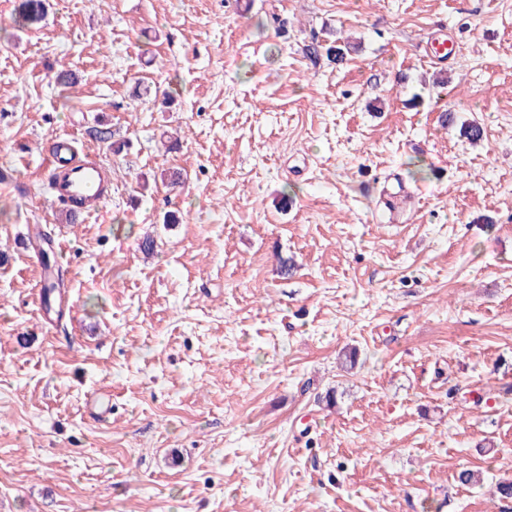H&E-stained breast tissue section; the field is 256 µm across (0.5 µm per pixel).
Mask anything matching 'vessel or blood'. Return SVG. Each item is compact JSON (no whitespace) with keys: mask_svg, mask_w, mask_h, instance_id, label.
I'll list each match as a JSON object with an SVG mask.
<instances>
[{"mask_svg":"<svg viewBox=\"0 0 512 512\" xmlns=\"http://www.w3.org/2000/svg\"><path fill=\"white\" fill-rule=\"evenodd\" d=\"M51 181L56 198L74 204L75 214L86 218L99 212L106 199L103 170L94 162L77 160L68 136L52 141Z\"/></svg>","mask_w":512,"mask_h":512,"instance_id":"obj_1","label":"vessel or blood"}]
</instances>
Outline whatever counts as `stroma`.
Instances as JSON below:
<instances>
[{
    "mask_svg": "<svg viewBox=\"0 0 512 512\" xmlns=\"http://www.w3.org/2000/svg\"><path fill=\"white\" fill-rule=\"evenodd\" d=\"M21 2L0 0V512H503L512 0H44L26 25ZM64 134L111 179L76 224L48 186Z\"/></svg>",
    "mask_w": 512,
    "mask_h": 512,
    "instance_id": "stroma-1",
    "label": "stroma"
}]
</instances>
